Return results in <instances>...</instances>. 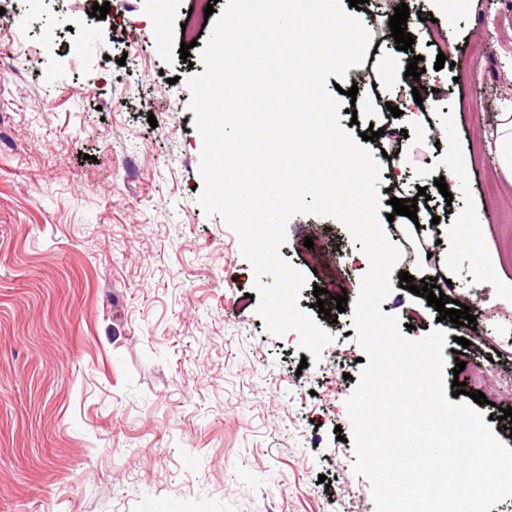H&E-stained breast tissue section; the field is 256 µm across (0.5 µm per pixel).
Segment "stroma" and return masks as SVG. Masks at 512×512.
Segmentation results:
<instances>
[{"mask_svg": "<svg viewBox=\"0 0 512 512\" xmlns=\"http://www.w3.org/2000/svg\"><path fill=\"white\" fill-rule=\"evenodd\" d=\"M109 2L100 19L91 0H6L28 25L0 20V512H374L345 406L364 368L352 314L368 270L360 244L330 216L287 223L280 256L308 281L299 308L319 286L333 312L315 317L333 342L302 364L299 333L274 336L257 314L237 234L198 201L203 138L186 78L205 70L204 6ZM405 2L412 52L390 39L375 61L403 71L422 56L430 123L451 141L420 139L410 112L381 111L370 88L353 99L351 81H328L352 134L387 124L425 142L426 163L405 157L398 179L379 183L382 227L440 239L404 270L452 278L477 326L439 320L396 276L381 310L409 339L445 332L446 381L493 362L481 411L512 448L497 418L512 408V188L495 150L496 116L512 106V0L451 16L434 0ZM420 12L435 13L432 27ZM452 149L469 164L447 200L436 181ZM408 195L418 220L392 213L391 198ZM463 218L502 258L479 283L448 234ZM461 337L479 344L459 348Z\"/></svg>", "mask_w": 512, "mask_h": 512, "instance_id": "1", "label": "stroma"}]
</instances>
